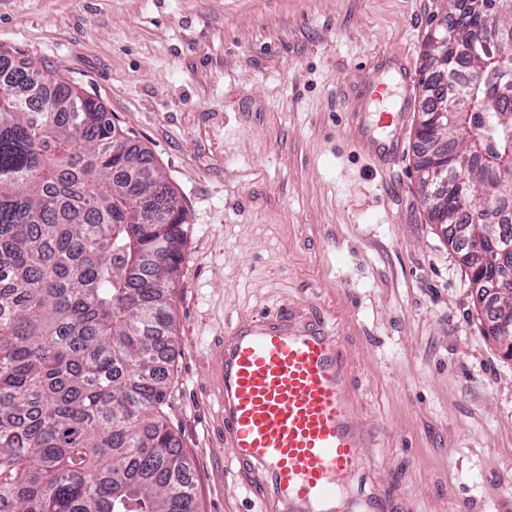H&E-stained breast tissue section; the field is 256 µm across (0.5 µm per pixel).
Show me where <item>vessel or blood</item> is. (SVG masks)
Listing matches in <instances>:
<instances>
[{
	"instance_id": "1",
	"label": "vessel or blood",
	"mask_w": 512,
	"mask_h": 512,
	"mask_svg": "<svg viewBox=\"0 0 512 512\" xmlns=\"http://www.w3.org/2000/svg\"><path fill=\"white\" fill-rule=\"evenodd\" d=\"M411 96L377 125H398ZM214 389L236 485L259 512H402L395 499L346 496L366 472L369 442L353 371L322 323L249 316L224 331Z\"/></svg>"
}]
</instances>
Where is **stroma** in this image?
<instances>
[{
    "label": "stroma",
    "instance_id": "1",
    "mask_svg": "<svg viewBox=\"0 0 512 512\" xmlns=\"http://www.w3.org/2000/svg\"><path fill=\"white\" fill-rule=\"evenodd\" d=\"M442 0H0V57L94 98L148 150L190 226L163 419L199 512H252L220 449L212 352L256 314L335 331L373 432L369 482L408 512H512V358L403 153L375 173L350 112L387 62L420 76Z\"/></svg>",
    "mask_w": 512,
    "mask_h": 512
}]
</instances>
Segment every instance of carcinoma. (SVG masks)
<instances>
[{
  "label": "carcinoma",
  "mask_w": 512,
  "mask_h": 512,
  "mask_svg": "<svg viewBox=\"0 0 512 512\" xmlns=\"http://www.w3.org/2000/svg\"><path fill=\"white\" fill-rule=\"evenodd\" d=\"M476 115L448 127L471 154L452 214L494 224L472 281L512 244V0L477 27L445 0ZM189 222L150 152L111 114L33 65L0 58V512H198L192 463L161 416L176 355L174 288Z\"/></svg>",
  "instance_id": "1"
}]
</instances>
